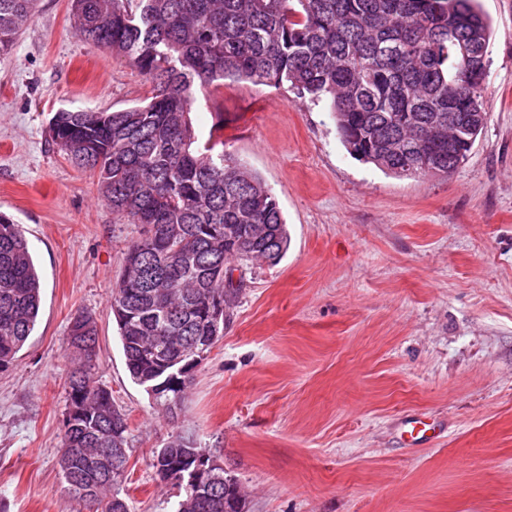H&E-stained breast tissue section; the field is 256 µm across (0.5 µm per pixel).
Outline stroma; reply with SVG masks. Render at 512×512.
<instances>
[{
  "instance_id": "obj_1",
  "label": "stroma",
  "mask_w": 512,
  "mask_h": 512,
  "mask_svg": "<svg viewBox=\"0 0 512 512\" xmlns=\"http://www.w3.org/2000/svg\"><path fill=\"white\" fill-rule=\"evenodd\" d=\"M487 123L451 175L396 177L352 157L325 107L290 89L195 87L276 196L290 244L246 262L223 337L175 409L126 371L110 309L128 245L91 177L48 136L62 109L118 111L152 85L76 30L70 0H38L0 54V213L42 278L36 329L0 374V512H77L58 466L72 314L99 328L97 378L128 416L133 512H175L150 465L171 435L216 449L247 512H512V0H478ZM439 434L405 447L401 418Z\"/></svg>"
}]
</instances>
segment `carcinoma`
Instances as JSON below:
<instances>
[{"label":"carcinoma","mask_w":512,"mask_h":512,"mask_svg":"<svg viewBox=\"0 0 512 512\" xmlns=\"http://www.w3.org/2000/svg\"><path fill=\"white\" fill-rule=\"evenodd\" d=\"M79 34L127 58L151 96L113 112H56L49 135L75 168L90 173L112 214L142 227L127 247L111 309L132 381L165 403L184 393L194 345L210 351L242 284L231 262L278 263L288 233L262 178L224 151V124L200 141L194 85L225 79L287 87L333 113L351 155L396 176L449 175L484 127L490 28L475 0H71ZM35 0H0V53L33 21ZM466 115L448 131V104ZM41 284L29 241L0 214V373L12 370L36 328ZM97 323L71 317L65 336L74 367L59 466L84 512H131L125 413L95 373ZM181 435L153 452L160 481L177 488V512H245L237 478L188 481Z\"/></svg>","instance_id":"obj_1"}]
</instances>
